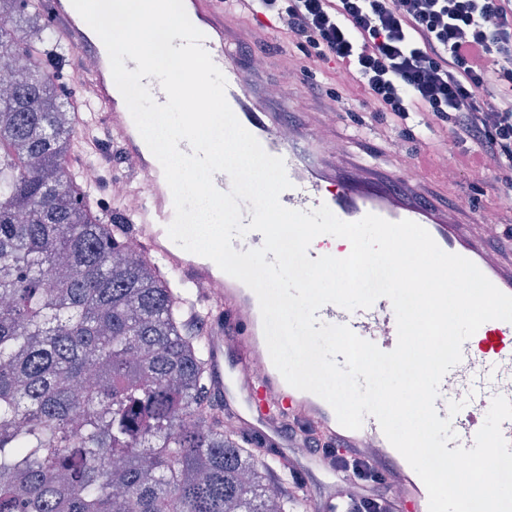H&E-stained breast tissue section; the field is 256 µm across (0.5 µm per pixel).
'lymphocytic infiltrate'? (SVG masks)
Instances as JSON below:
<instances>
[{
    "label": "lymphocytic infiltrate",
    "mask_w": 512,
    "mask_h": 512,
    "mask_svg": "<svg viewBox=\"0 0 512 512\" xmlns=\"http://www.w3.org/2000/svg\"><path fill=\"white\" fill-rule=\"evenodd\" d=\"M313 61L334 64L376 110L448 126L466 145L460 172L483 170L512 200V0H252ZM292 432L310 457L343 475L340 512H394L386 481L357 451Z\"/></svg>",
    "instance_id": "1"
}]
</instances>
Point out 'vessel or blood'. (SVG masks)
<instances>
[{
  "instance_id": "obj_1",
  "label": "vessel or blood",
  "mask_w": 512,
  "mask_h": 512,
  "mask_svg": "<svg viewBox=\"0 0 512 512\" xmlns=\"http://www.w3.org/2000/svg\"><path fill=\"white\" fill-rule=\"evenodd\" d=\"M37 5L68 52H88L98 59L95 72L86 81L87 95L77 99L82 108L81 131L77 136L79 146L69 163L89 164L90 158L80 145L92 134L99 139L98 152L115 147L137 157L138 166L126 169L121 177L130 185L150 180V189L136 210L110 206L104 210L105 218L137 240L162 274H176L191 286L200 281L216 284L217 293L192 294L182 304L187 314L209 321L206 361L210 387L253 446L277 450L287 447L288 434L278 426L282 420L295 428L314 431L329 446L356 448L365 440L375 442L383 455L374 464L385 473L386 485L398 501L397 512H428L425 485L389 443L376 419L366 417L361 429H347L322 398L288 385L271 361L256 294L213 261L189 253L170 240L167 227L174 219L171 190L161 164L139 134L114 82L102 40L71 0H37ZM184 5L191 22L205 35V50L226 78V99L237 119L268 154L283 158L292 183L291 189L280 196L285 207L307 211L325 205L346 222L358 221L369 213L391 222L415 221L442 250L471 260L502 292L512 295V255L488 263L485 239L457 215L415 199L407 190L409 178L370 168L363 174H353L342 161L322 153L316 135L307 131L296 140L283 139L277 112L253 89L236 53L237 33L224 22V0H184ZM331 241L328 235L317 237L308 250L309 257L343 258L350 253L349 242L335 247ZM318 317L329 324L348 325L381 350H393L397 344L396 317L389 299H378L372 307L352 312L327 304ZM447 377L462 380L467 389L473 390L472 410L449 415L448 403L453 395L443 384L435 401L438 416L451 418L457 445L473 448L494 395L512 400V323L490 320L482 324L464 343L463 359Z\"/></svg>"
}]
</instances>
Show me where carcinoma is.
Masks as SVG:
<instances>
[{
    "mask_svg": "<svg viewBox=\"0 0 512 512\" xmlns=\"http://www.w3.org/2000/svg\"><path fill=\"white\" fill-rule=\"evenodd\" d=\"M1 7L0 512H307L210 407L190 289L128 255L69 172L50 29Z\"/></svg>",
    "mask_w": 512,
    "mask_h": 512,
    "instance_id": "1",
    "label": "carcinoma"
}]
</instances>
